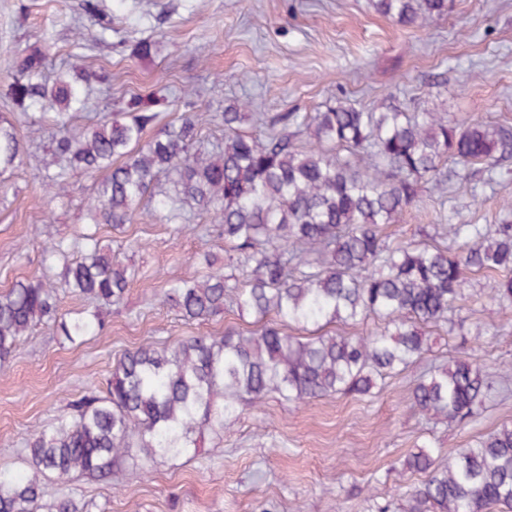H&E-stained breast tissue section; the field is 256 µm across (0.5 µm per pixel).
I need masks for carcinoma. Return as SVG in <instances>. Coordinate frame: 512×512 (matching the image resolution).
<instances>
[{"label":"carcinoma","instance_id":"carcinoma-1","mask_svg":"<svg viewBox=\"0 0 512 512\" xmlns=\"http://www.w3.org/2000/svg\"><path fill=\"white\" fill-rule=\"evenodd\" d=\"M375 10L402 25L422 26L448 15L453 0H373ZM94 32H80L70 57L90 41L112 42V19L101 0H83ZM46 37L14 52L8 95L17 107L0 118V177L25 164L16 125L49 123L50 160L39 171L61 188L81 171L103 174L82 210L92 224L117 230L139 205L166 224H187L194 213L218 223L226 259L239 275L216 268L182 279L159 296L187 321L204 322L231 303L276 322L247 334L189 336L169 345L145 341L116 362L104 391L70 402L50 428L25 439L30 475L0 471V512H93L96 504L69 493L45 499L44 480H104L136 456L147 464L201 447L205 433L271 393L291 402L336 394L366 395L382 376L429 351L424 327L450 321L466 306L468 274L493 276L489 298L512 307V223L439 224L436 241L390 244L385 224H396L419 201L424 185H453L472 167L488 170L512 161V129L481 122L462 126L446 112H408L393 102L371 110L337 103L309 116L284 113L281 131L263 139L239 126L246 105L224 109V145L210 151L197 140L205 113L194 93L180 123L146 138L167 99L134 94L121 117L102 114L79 127L92 85L110 83L102 69L73 64L53 83L43 75ZM136 276L95 235L63 267V286L33 276L0 293V367L39 326H56L69 342L103 330L99 309L66 320L61 294L108 306L123 303ZM384 321L369 336L322 331L335 322ZM292 326L316 327L310 336ZM492 390L483 366L454 357L421 379L412 407L466 424L481 415ZM403 470L423 474L404 512H489L512 509V426L505 425L456 450L440 467L427 449L410 454Z\"/></svg>","mask_w":512,"mask_h":512}]
</instances>
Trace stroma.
<instances>
[{
    "label": "stroma",
    "mask_w": 512,
    "mask_h": 512,
    "mask_svg": "<svg viewBox=\"0 0 512 512\" xmlns=\"http://www.w3.org/2000/svg\"><path fill=\"white\" fill-rule=\"evenodd\" d=\"M115 33L111 43L84 52L86 70L108 69L92 111L115 112L132 94L163 91L161 124L179 122L185 87L210 114L247 100L261 120L243 134L272 132L271 117L321 112L339 102L372 108L392 99L407 111L447 112L469 124L512 127V0H454L447 15L419 28L377 13L372 0H104ZM80 0H0V116L13 52L50 38L44 74L54 79L72 49ZM158 41L151 57L134 56L136 41ZM26 163L0 178V292L16 281L46 274L58 281L62 261L49 262L50 241L94 233L137 271L121 306L104 307L107 329L76 343L59 330L38 328L0 369V470L25 471L24 439L52 425L86 388L103 390L113 365L144 340L167 344L185 336L255 330L252 314L225 307L202 323H188L157 296L171 283L204 273L199 258L224 252V239L205 214L186 224L136 219L124 231L87 223L80 211L96 178L76 174L59 200L36 176L48 133L22 126ZM512 220V197L486 172L447 192L424 193L400 223L383 226L388 242L421 240L426 224H498ZM137 240L134 248L126 240ZM487 278L475 275L477 299L462 309V327H430L429 352L385 379L379 393L330 396L291 403L269 396L260 406L226 419L207 434L197 455L125 463L113 483L82 478L67 489L92 499L100 512H374L398 507L418 475L403 471L411 452L429 448L447 462L456 448L512 425V308L485 296ZM483 337H476V329ZM476 358L500 375L481 416L459 427L411 408L419 378L451 357Z\"/></svg>",
    "instance_id": "obj_1"
}]
</instances>
